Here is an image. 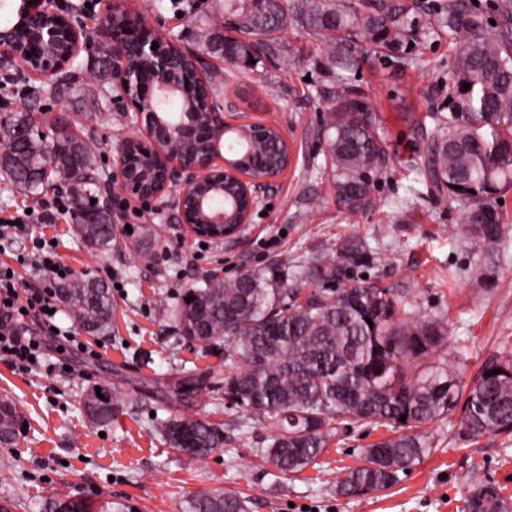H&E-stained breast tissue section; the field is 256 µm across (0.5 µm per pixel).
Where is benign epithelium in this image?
<instances>
[{"label": "benign epithelium", "instance_id": "1", "mask_svg": "<svg viewBox=\"0 0 512 512\" xmlns=\"http://www.w3.org/2000/svg\"><path fill=\"white\" fill-rule=\"evenodd\" d=\"M27 28L39 51L15 39V31ZM158 43L151 49L152 43ZM101 43L112 49V77L120 88L129 122L138 134L123 140L116 149L115 166L121 192L150 204L163 202L175 211L177 223L191 238L226 240L236 237L257 207L268 196L288 166L256 176L224 160V132L242 129L263 139L272 125L237 112L227 97L219 104L209 95L180 113L179 121L163 123L153 112L150 99L142 97L137 75L128 64L132 49L150 65L152 93L171 90L174 59L182 56L192 64L195 85H182L183 95L193 100L197 86L206 81L201 54L176 40L164 38L133 14L127 0H106V23ZM90 45L87 31L70 16L56 10L52 0H20L17 21L0 28V64H19L40 77L58 79L71 74L74 62ZM237 187L244 210L230 222L224 207L204 209L210 189Z\"/></svg>", "mask_w": 512, "mask_h": 512}]
</instances>
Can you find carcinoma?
I'll return each instance as SVG.
<instances>
[{"mask_svg": "<svg viewBox=\"0 0 512 512\" xmlns=\"http://www.w3.org/2000/svg\"><path fill=\"white\" fill-rule=\"evenodd\" d=\"M417 0H229L226 9L237 29L258 36L256 43L208 33V47L229 66L248 69L261 59L288 66L281 33L294 21L326 38L333 50L330 68L347 69L361 45L382 58H397L419 36ZM433 23L456 47L455 81L448 114L432 112L419 123L421 148L413 164L415 180L448 195L461 209L453 228L457 241L486 246L502 235L496 198L512 189V0H497V22L465 0L426 5ZM255 63H249V60ZM470 88L463 89V84ZM329 154L336 194L350 209L371 204L374 179L388 163L369 99L348 84L328 92ZM31 115L21 112L0 122V152L15 163L0 174L11 188L34 194L56 179L72 182L77 201L99 170L92 147L61 128L55 137L30 132ZM242 165L258 169L282 165L287 156L269 147L241 153ZM459 189H454V186ZM74 228L89 248H112V213L100 208L72 211ZM380 246L362 238L340 239L304 263H273L232 280L209 277L188 288L174 306L162 305L180 326V338L203 348L224 344V369L210 372L195 387L224 384V400L241 417L276 432L253 456L281 476L317 464L345 422L386 427L393 436L363 450L365 465L336 482V493L356 497L390 488L399 474L424 459L430 449L419 428L463 405V430L473 439L512 434V358H491L473 384H461L448 365L431 360L448 335L432 317L396 318L399 295L361 275L374 267ZM80 328L93 336L112 324V292L106 282L84 274L57 288ZM194 297L191 302L186 298ZM372 323H367V320ZM501 373L493 375L491 371ZM90 387L79 402L95 425H107L125 403V394ZM406 420H400L401 416ZM25 415L8 398L0 400V442L13 445L23 435ZM169 446L191 457L224 448V430L195 414L160 423ZM133 505L55 498L50 512H132ZM502 488L487 481L464 499L465 512H508ZM183 512H250V500L219 490L198 493Z\"/></svg>", "mask_w": 512, "mask_h": 512, "instance_id": "1", "label": "carcinoma"}]
</instances>
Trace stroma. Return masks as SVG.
<instances>
[{"instance_id":"stroma-1","label":"stroma","mask_w":512,"mask_h":512,"mask_svg":"<svg viewBox=\"0 0 512 512\" xmlns=\"http://www.w3.org/2000/svg\"><path fill=\"white\" fill-rule=\"evenodd\" d=\"M129 7L159 33L197 48L203 31L215 30L224 18V0H129ZM417 20L422 35L406 49L405 61L380 60L359 47L348 70L327 69L324 38L292 23L283 46L298 55L287 70L267 60L245 79L225 82L223 91L233 94L238 111L282 129L294 158L266 198L268 211H255L233 242L184 237L170 208L147 206L112 187L116 148L135 129L108 92L110 77L86 82L96 56L81 53L74 84L62 96L46 78L14 66L0 70V79H12L11 90H0V118L30 112L46 127L60 120L95 142L103 173L87 195L108 203L116 229L107 252L87 247L67 215L51 224L31 220L27 238L0 241V262L32 285L42 283V274L17 258L41 237L54 242L73 273L113 286L109 333L86 335L63 312L56 321L74 336L66 351L48 353L30 372L0 355V394L9 395L28 420L17 444L0 446V502L10 501L12 512H44L61 494L129 500L138 512H182L189 493L224 489L249 498L251 512H462L468 490L493 480L512 504V439H469L458 410L425 426L432 451L397 484L348 499L337 495V477L359 466L363 448L387 438L388 429L349 425L319 465L282 479L248 447L268 437L269 428L217 409L207 392L178 397L171 391L187 373L222 368L224 349L179 341V325L163 317L161 301L177 303L184 289L201 286L212 273L227 279L274 260L306 261L350 236L384 246L369 274L402 292L398 318L447 322V340L432 359L447 361L462 383L474 382L489 358L512 357V190L498 206L505 217L503 245L456 242L449 231L460 222L459 206L416 183L408 169L421 146L415 120L448 110L455 52L446 37L432 32L429 15L418 13ZM344 82L371 100L389 156L374 182L372 206L353 211L339 201L327 168L325 93ZM395 198L403 209L391 208ZM101 383L130 398L102 429L78 407L87 388ZM183 413L223 423V450L192 458L169 448L157 427Z\"/></svg>"}]
</instances>
